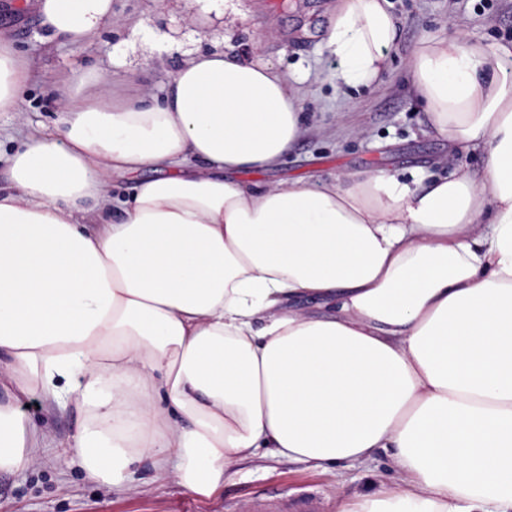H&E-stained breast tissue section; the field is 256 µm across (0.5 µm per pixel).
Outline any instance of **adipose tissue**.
Instances as JSON below:
<instances>
[{
	"instance_id": "ef3b65f1",
	"label": "adipose tissue",
	"mask_w": 512,
	"mask_h": 512,
	"mask_svg": "<svg viewBox=\"0 0 512 512\" xmlns=\"http://www.w3.org/2000/svg\"><path fill=\"white\" fill-rule=\"evenodd\" d=\"M36 8L75 48L112 18V0ZM397 37L388 0H336L329 80L375 85ZM9 42L0 115L32 78ZM511 57L458 32L406 61L432 128L482 172L326 183L243 179L307 132L271 65L196 52L139 102L69 73L0 184V470L47 445L18 409L36 396L82 411L71 457L113 484L146 462L208 497L262 448L321 466L385 451L396 484L336 512H512Z\"/></svg>"
}]
</instances>
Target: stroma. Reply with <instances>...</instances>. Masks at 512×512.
<instances>
[{"mask_svg": "<svg viewBox=\"0 0 512 512\" xmlns=\"http://www.w3.org/2000/svg\"><path fill=\"white\" fill-rule=\"evenodd\" d=\"M400 37L391 67L378 86L339 98L327 74L335 61L320 54L333 0H112V21L83 48L49 41L28 0H0V29L31 62L32 80L23 119L0 120V171L18 147L23 120L52 126L56 80L71 69L103 67L110 89L161 96L172 74L199 50H224L271 64L300 86L307 133L289 150L268 181L392 167L404 176L418 170L449 174L452 167L482 169L481 153H449L414 97L405 62L420 39L464 30L483 45L512 43V0H390ZM24 414L46 434L49 448L26 470L0 471V512H250L253 500L316 493L322 512H335L337 496L361 498L396 483L385 454L364 464L325 468L264 457L241 462L234 476L209 497L194 494L147 463L135 464L127 487L91 479L76 462L62 460L61 442L77 429L73 408L49 410L32 398Z\"/></svg>", "mask_w": 512, "mask_h": 512, "instance_id": "obj_1", "label": "stroma"}]
</instances>
